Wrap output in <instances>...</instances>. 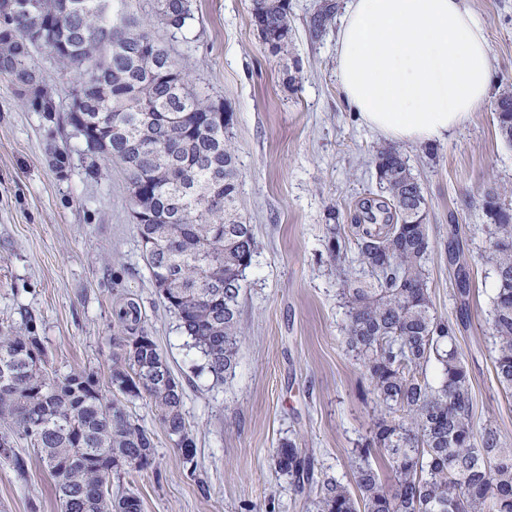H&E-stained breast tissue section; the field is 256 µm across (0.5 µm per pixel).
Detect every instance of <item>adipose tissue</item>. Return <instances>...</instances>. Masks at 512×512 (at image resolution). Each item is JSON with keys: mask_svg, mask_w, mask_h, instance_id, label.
Here are the masks:
<instances>
[{"mask_svg": "<svg viewBox=\"0 0 512 512\" xmlns=\"http://www.w3.org/2000/svg\"><path fill=\"white\" fill-rule=\"evenodd\" d=\"M336 77L373 131L441 141L489 98L488 40L462 0H346Z\"/></svg>", "mask_w": 512, "mask_h": 512, "instance_id": "ef3b65f1", "label": "adipose tissue"}]
</instances>
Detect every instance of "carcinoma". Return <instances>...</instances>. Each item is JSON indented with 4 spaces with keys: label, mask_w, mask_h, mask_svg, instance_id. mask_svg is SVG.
Returning a JSON list of instances; mask_svg holds the SVG:
<instances>
[{
    "label": "carcinoma",
    "mask_w": 512,
    "mask_h": 512,
    "mask_svg": "<svg viewBox=\"0 0 512 512\" xmlns=\"http://www.w3.org/2000/svg\"><path fill=\"white\" fill-rule=\"evenodd\" d=\"M15 2L0 6V75L34 112L40 103L57 105L35 53L46 51L56 73L71 79L70 98H80L81 109L60 121L84 131L85 175L98 178L112 161L123 167L130 200L143 209L136 229L150 280L203 369L224 379L241 342L238 275L251 266L256 239L240 213L234 114L220 121L219 106L190 86L187 65L153 33L158 24L186 36L192 0H154L144 18L127 13L126 0ZM334 9L324 4L314 14L317 32ZM291 12L290 0H252L253 25L273 56L293 43ZM496 102L499 133L512 144V86ZM374 161L382 198L363 202L365 223L350 227L369 279L340 270L344 333L369 393L394 417L378 418L359 449L354 479L362 498L329 480L317 512H512V448L496 428H474L471 376L458 351L457 333L469 322L468 274L457 273L456 320L439 316L426 275L431 242L421 185L398 148L379 147ZM485 208L495 371L512 387V207L492 191ZM113 318L121 335L112 337L107 394L91 373L55 374L36 326H0V458L18 468L17 441L38 449L61 512H138L135 495L112 497V478L146 472L155 459L153 437L127 412L129 401H148L183 458L195 453L181 383L170 384L171 373L166 381L144 376L162 358L156 341L132 347L150 336L139 304L127 300ZM432 359L441 366L434 385L424 372ZM375 451L391 467L389 488L369 461ZM273 461L298 490L310 484L311 458L294 442L282 443Z\"/></svg>",
    "instance_id": "obj_1"
}]
</instances>
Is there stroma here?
<instances>
[{
    "instance_id": "obj_1",
    "label": "stroma",
    "mask_w": 512,
    "mask_h": 512,
    "mask_svg": "<svg viewBox=\"0 0 512 512\" xmlns=\"http://www.w3.org/2000/svg\"><path fill=\"white\" fill-rule=\"evenodd\" d=\"M323 0H291L293 45L271 56L251 22V0H194L195 20L172 54L188 59L194 87L233 113L241 213L258 248L243 281L242 343L232 375L213 379L189 347L176 315L153 286L132 216L128 179L112 165L85 176L83 145L63 138L0 77V325L33 322L57 374L83 370L106 380L116 332L112 309L136 300L171 371L196 435L185 460L145 400L128 402L153 433L152 470L113 478L143 512H316V494L296 492L274 466L293 441L315 460V478L351 494L358 450L378 414L365 371L344 343L348 308L340 270L361 276L353 237L329 254L328 229L358 221L380 192L374 154L385 137L369 130L336 82V29L315 34ZM489 44L493 93L512 85V0H463ZM70 163L51 166L50 147ZM399 148L427 199L432 250L429 295L447 319L457 310L456 236L471 281L470 320L458 334L472 378L474 422L496 427L512 446V389L494 369L490 330L495 275L484 196L512 205V145L499 136L491 103L432 145ZM24 475L0 462V512H60L54 481L37 449L20 445Z\"/></svg>"
}]
</instances>
